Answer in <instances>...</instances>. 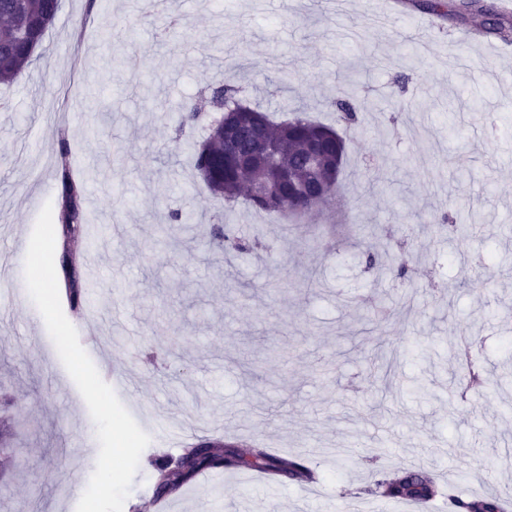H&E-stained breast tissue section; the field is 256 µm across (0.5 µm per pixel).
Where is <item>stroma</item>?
<instances>
[{"instance_id":"35a3bbf8","label":"stroma","mask_w":512,"mask_h":512,"mask_svg":"<svg viewBox=\"0 0 512 512\" xmlns=\"http://www.w3.org/2000/svg\"><path fill=\"white\" fill-rule=\"evenodd\" d=\"M480 19L430 17L401 4L376 24L359 4L313 0H62L40 58L0 86V284L25 289L29 239L61 183L83 185L100 274L71 251L94 290L99 374L117 368L150 443L123 512H154L153 467L169 430L303 456L319 491L221 468L187 482L168 512H338L412 467L466 498L512 491V62ZM229 80L275 121L295 110L335 126L347 162L328 204L297 219L227 213L177 131L185 105ZM349 94L378 110L355 127L332 105ZM193 213L167 236L171 212ZM453 213L463 237L431 224ZM267 229L249 253L210 248L204 224ZM404 255L408 277L367 265L366 246ZM25 300L0 308V398L20 423L0 453V512H76L95 469L81 454L96 426L44 320ZM140 332L129 350L114 315ZM483 373L453 380L461 341Z\"/></svg>"}]
</instances>
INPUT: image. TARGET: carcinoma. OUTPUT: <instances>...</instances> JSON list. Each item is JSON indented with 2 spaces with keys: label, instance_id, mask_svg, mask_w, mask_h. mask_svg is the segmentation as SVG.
Returning <instances> with one entry per match:
<instances>
[{
  "label": "carcinoma",
  "instance_id": "obj_1",
  "mask_svg": "<svg viewBox=\"0 0 512 512\" xmlns=\"http://www.w3.org/2000/svg\"><path fill=\"white\" fill-rule=\"evenodd\" d=\"M60 11V0H0V85L14 83L20 74L36 59L29 51L33 40L43 41L46 23H53ZM477 14L485 17L483 29L488 34L508 37L509 28L503 17L486 0H450L448 14ZM335 106L342 112V119L354 124L357 112L364 104L352 97L338 98ZM258 107L238 115L240 125L238 146L241 154L255 159L249 169L234 160L224 158V138L220 127L211 125L205 149L193 150L194 166L200 171L207 168L212 178L204 181L208 191L224 198L232 211L238 200L249 208L266 213L278 212L277 206L286 205L295 198L304 183L331 177L335 157L346 156V144L333 128L312 120L306 112L297 111L294 117L279 125L268 122L264 133L252 127L253 113ZM318 151L326 160V168L319 174L312 172L310 152ZM267 181L274 190L270 201L242 197V188L256 178ZM63 213L61 237L64 242L88 237V218L82 207V186L70 177L62 181ZM210 242L226 251L249 252L259 245V237L241 234L234 224H213L209 231ZM242 467L268 472L275 477H286L299 483L314 477L305 459H287L254 446L240 448L228 445L219 449L209 442L194 443L175 457L153 461L156 477L154 494L164 498L176 494L195 475L206 470ZM373 493L387 500L428 502L442 494L441 486L427 474L413 469L397 471L392 476L383 475L375 483ZM451 512H504L500 496H485L474 502L448 496Z\"/></svg>",
  "mask_w": 512,
  "mask_h": 512
}]
</instances>
